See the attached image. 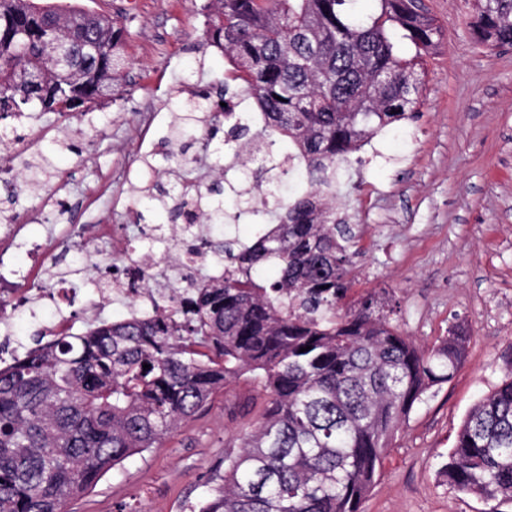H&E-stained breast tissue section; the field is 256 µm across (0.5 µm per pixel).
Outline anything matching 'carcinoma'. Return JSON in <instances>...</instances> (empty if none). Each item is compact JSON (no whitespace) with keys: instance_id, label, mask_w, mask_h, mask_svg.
Returning <instances> with one entry per match:
<instances>
[{"instance_id":"carcinoma-1","label":"carcinoma","mask_w":512,"mask_h":512,"mask_svg":"<svg viewBox=\"0 0 512 512\" xmlns=\"http://www.w3.org/2000/svg\"><path fill=\"white\" fill-rule=\"evenodd\" d=\"M208 0L202 54L224 55L230 75L178 102L163 138L174 180L138 192L175 233L172 265L147 272L158 288L149 317H95L0 367V512H68L125 460L162 447L214 394L253 380L264 409L224 450L190 512H363L409 414L465 361V325L423 348L393 323L385 299L349 300L358 225L339 215L344 164L377 134L416 117L423 55L441 29L415 0ZM477 44L512 46V0H474ZM33 0H0V121L83 114L112 98L128 65L125 27L92 14L93 35ZM92 48L73 69L53 62L46 28ZM415 54L400 55L397 41ZM253 100L245 118L214 111L213 95ZM224 134V171L208 164ZM23 146L8 161L28 172L3 187L0 222L15 220L23 190L66 212L45 153ZM254 165L237 213L263 215L249 243L224 228V175ZM308 351H302L304 347ZM148 364L150 368L143 369ZM460 493L512 502V362L470 411L442 466Z\"/></svg>"}]
</instances>
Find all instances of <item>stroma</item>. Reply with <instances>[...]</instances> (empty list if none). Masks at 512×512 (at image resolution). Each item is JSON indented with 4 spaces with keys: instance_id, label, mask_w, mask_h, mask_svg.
Listing matches in <instances>:
<instances>
[{
    "instance_id": "stroma-1",
    "label": "stroma",
    "mask_w": 512,
    "mask_h": 512,
    "mask_svg": "<svg viewBox=\"0 0 512 512\" xmlns=\"http://www.w3.org/2000/svg\"><path fill=\"white\" fill-rule=\"evenodd\" d=\"M112 16L126 28L127 75L114 100L93 108L88 146L75 155L54 148L78 119L38 123L58 175L67 178L65 224H109L127 237L131 210L161 224L138 187L143 157L169 181L175 164L159 141L204 69L217 84L221 54H200L204 0H48ZM472 0H425L441 27L438 49L424 57L420 117L403 136L379 133L350 157L357 188L354 221L364 233L352 298L385 293L392 320L430 347L452 324L470 333L467 361L417 405L397 433L365 512H490L441 477L467 413L500 383L512 357V51L477 45L467 26ZM262 400L241 381L216 394L210 409L182 425L163 447L108 471L71 512H189L210 477L224 471L242 421Z\"/></svg>"
}]
</instances>
